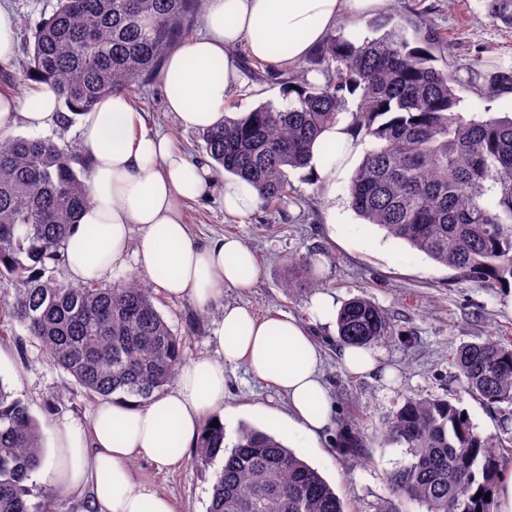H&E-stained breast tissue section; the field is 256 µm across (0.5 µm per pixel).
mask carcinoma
I'll list each match as a JSON object with an SVG mask.
<instances>
[{
  "mask_svg": "<svg viewBox=\"0 0 512 512\" xmlns=\"http://www.w3.org/2000/svg\"><path fill=\"white\" fill-rule=\"evenodd\" d=\"M203 0H57L33 31L27 69L50 85L65 118L109 95L149 84L170 49L189 38ZM485 17L512 28V0H485ZM383 31L355 43L331 35L307 71L278 79L288 104H260L202 135L218 174L257 187L262 203L291 202L288 169L308 164L312 143L347 113L368 142L349 184L353 210L387 236L481 283L512 285V118L467 119L445 48L423 21L385 17ZM357 97L356 109L348 98ZM79 149L41 137L0 138V276L20 288L6 303L57 367L92 397L143 404L168 386L184 360V337L134 274L106 284L54 279L72 224L90 202L75 170ZM341 343L372 346L393 335L365 296L336 316ZM455 364L466 389L512 405V345L488 337L463 345ZM403 449L391 490L425 512H494L485 498L498 478L495 436L476 433L446 399L407 397L381 434ZM215 474L207 512H348L319 471L274 435L243 424L232 448L224 425L206 423L193 461ZM44 460L42 432L25 402L0 383V512H49L29 503L27 482Z\"/></svg>",
  "mask_w": 512,
  "mask_h": 512,
  "instance_id": "1",
  "label": "carcinoma"
}]
</instances>
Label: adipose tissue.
I'll return each mask as SVG.
<instances>
[{
    "mask_svg": "<svg viewBox=\"0 0 512 512\" xmlns=\"http://www.w3.org/2000/svg\"><path fill=\"white\" fill-rule=\"evenodd\" d=\"M389 0H205L203 33L169 54L159 80L177 127L206 131L224 120L231 90L243 87L236 50L271 68L305 61L340 18L383 12ZM51 86L23 95L0 92V135L17 126H58ZM79 133L92 197L64 243L63 263L75 284L105 281L131 263L136 275L169 298L211 307L225 289L252 287L256 256L236 237L201 242L185 224L180 204L219 194L224 212L245 218L259 208L257 189L243 179L219 177L209 164L186 159L168 134L148 127L120 93L81 113ZM348 123L327 129L311 150L310 170L329 187L355 152ZM310 323L285 314L257 318L247 307L225 305L210 337L212 353L187 360L166 392L132 406L99 401L88 423L54 424L53 453L43 472L58 491L89 497L93 512H176L173 500L143 473L141 461L161 471L180 467L204 423L224 418V370L238 363L288 398V432L315 447L334 426V407L323 375V352L311 324L331 326L336 301L314 295Z\"/></svg>",
    "mask_w": 512,
    "mask_h": 512,
    "instance_id": "ef3b65f1",
    "label": "adipose tissue"
}]
</instances>
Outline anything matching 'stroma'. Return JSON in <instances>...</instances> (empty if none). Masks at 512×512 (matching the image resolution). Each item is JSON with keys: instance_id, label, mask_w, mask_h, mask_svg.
<instances>
[{"instance_id": "35a3bbf8", "label": "stroma", "mask_w": 512, "mask_h": 512, "mask_svg": "<svg viewBox=\"0 0 512 512\" xmlns=\"http://www.w3.org/2000/svg\"><path fill=\"white\" fill-rule=\"evenodd\" d=\"M57 0H7L18 21L14 57L0 63V91L18 89L25 82L33 49L35 26L49 17ZM388 15L425 19L451 49L449 69L455 73L465 116H512V88L492 89L495 73L512 71V29L489 22L483 0H390ZM481 75V94L469 86L471 71ZM136 98L148 121L173 136L176 146L192 160L203 158L200 132L179 130L166 111L159 83L140 86ZM286 92L274 76L258 82L254 92H234L231 112H243L262 103L283 106ZM352 169L337 174L332 192H324L304 168L289 171L294 198L292 210L258 209L234 219L224 213L219 195L181 204L185 223L194 235L209 241L222 235L240 237L255 252L260 277L246 291L228 288L222 304L250 306L257 316L282 312L306 319L316 291L333 294L337 304L366 296L391 318L397 333L375 345L384 375L355 376L342 369L337 356L336 330L313 327L326 354L325 382L334 402L336 425L319 447L305 448L289 436L281 417L287 399L257 379L245 365L225 371V442L233 444L240 424L265 430L318 469L351 512H376L392 501L387 476L401 458L397 447H382L379 437L405 397L443 398L464 412L480 435L512 439V408L489 405L463 387L454 363L463 344L495 336L512 343L511 291L498 285L458 278L405 242L387 237L377 226L364 223L351 209L348 186ZM296 279L287 290L288 279ZM158 310L173 330L185 336L184 352L192 358L212 352L211 330L221 317V306L200 311L186 299L158 297ZM0 382L28 406L42 428L43 447H52V425L62 418L86 421L94 406L73 378L53 365L20 325L0 335ZM357 438L363 449L344 450ZM156 489L173 497L179 512H206L213 469L184 462L180 468L152 475Z\"/></svg>"}]
</instances>
